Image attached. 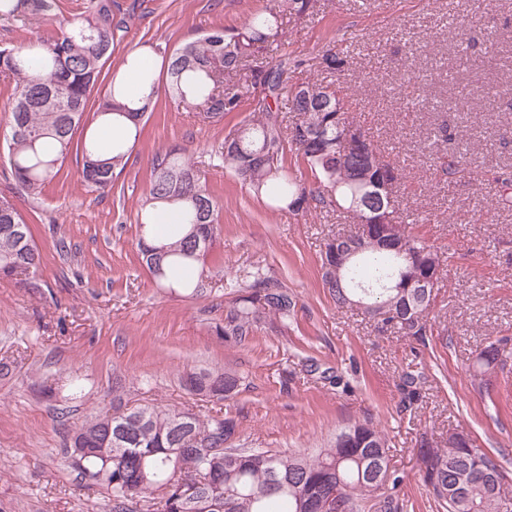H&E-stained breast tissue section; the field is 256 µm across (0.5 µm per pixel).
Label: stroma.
Returning <instances> with one entry per match:
<instances>
[{
  "instance_id": "1",
  "label": "stroma",
  "mask_w": 512,
  "mask_h": 512,
  "mask_svg": "<svg viewBox=\"0 0 512 512\" xmlns=\"http://www.w3.org/2000/svg\"><path fill=\"white\" fill-rule=\"evenodd\" d=\"M271 0H113L128 27L105 65L101 92L130 49H174L216 28L232 32ZM87 0H60L56 21H1L0 45L33 47L57 37ZM313 17L287 18L280 49L315 57L344 44L352 63L336 77L357 121L392 143L403 162L405 203L427 210L412 231L448 255L429 319L435 335L417 341L377 331L357 311L336 308L321 284L320 253L337 230L315 213L271 211L208 152L248 116L249 102L206 124L164 89L111 191L80 179L68 156L38 198L21 194L0 159V193L15 197L41 254L31 275L0 278V512H112L106 491L82 479L65 452L86 417L130 407H188L238 417L239 448L313 452L358 422L383 429L393 469L403 474L391 512H445L422 481V435L445 441L465 431L495 456L512 485V359L489 382L476 354L498 340L512 350V211L488 212L494 179L512 172V0H318ZM465 17L483 38L460 66L449 16ZM415 86L400 93L403 76ZM467 143L471 164L439 181L418 144L437 125ZM192 143L191 160L217 199L221 233L207 258V291L198 297L160 287L137 246L141 200L154 154ZM265 265L298 297L284 333L258 330L243 347L215 327L232 296L228 269ZM234 371L227 400L190 393L184 377ZM422 373L418 399L400 386ZM340 376V384L330 376Z\"/></svg>"
}]
</instances>
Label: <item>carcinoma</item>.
Masks as SVG:
<instances>
[{
    "label": "carcinoma",
    "mask_w": 512,
    "mask_h": 512,
    "mask_svg": "<svg viewBox=\"0 0 512 512\" xmlns=\"http://www.w3.org/2000/svg\"><path fill=\"white\" fill-rule=\"evenodd\" d=\"M316 2L277 0L230 34L214 29L182 43L165 54L167 92L187 108H204V120L210 123L239 111L243 97L252 98L251 117L212 146L210 159L231 170L266 207L352 220L361 210L370 217L387 207V192L378 183L381 174L399 171V161L387 159L367 133L361 151L336 156V140L345 131L339 120L354 125L349 111H337L339 105L348 107V101L334 80L348 64V55L326 49L310 60L285 53L264 62L284 29L285 17H312ZM58 10L59 0H0L1 20H51ZM126 23L112 12V0H88L85 14L44 43L40 52L0 48V71L18 78L5 159L14 181L28 195H40L57 176L87 112L124 120L139 138L157 93L152 74L144 77L149 94L140 107L117 100L121 90L115 75L107 94L93 96L116 35ZM449 27L461 47V63H469L467 49L474 41L469 23L456 16ZM311 65L322 78L293 82L297 70ZM246 67L249 83H233ZM289 147L298 152L311 182L285 169ZM187 152L183 144L154 155L141 204L143 215L158 204L182 205L181 227L186 232L174 243L155 244L148 240L149 225L143 222L139 243L156 282L193 297L204 293L206 281L191 280L186 272L205 265L216 244L219 205L200 182ZM127 153L124 147L107 157L93 141H84L82 181L96 191L112 190ZM443 158L440 173L450 181L469 164L465 149ZM511 182L508 177L496 179L501 190L490 199L491 209L512 207ZM393 205L398 225L394 234L373 237L342 260L336 257V237L326 240L320 256L322 286L337 308L355 306L364 314H379L381 328L421 339L433 329L426 319L411 320L406 309L431 307L433 293L418 291L417 283L430 274L442 279L448 257L410 230L412 224L428 223V215L402 207L396 196ZM40 264L30 225L16 201L1 194L0 276L35 271ZM225 287L234 289L235 298L224 306V323L216 328L224 342L242 346L265 325L279 332L288 329L297 296L268 269L257 265L230 272ZM506 359L502 343H491L480 349L476 364L483 373L505 365ZM186 384L197 394L226 400L237 393L239 377L228 370L191 373ZM239 428L234 417L119 403L112 405L111 414L75 426L66 447L79 474L112 497V512H128L127 503L137 498L144 502L143 512H329L324 488L332 481L344 512H362L369 502L379 512H390L392 499L386 490L403 483L395 470L386 484L375 482L380 464L389 460V445L371 424L348 427L347 440L337 439L315 455L236 448L230 441ZM419 454L424 482L448 512H503L509 495L494 456L479 448L441 447L426 438Z\"/></svg>",
    "instance_id": "obj_1"
}]
</instances>
